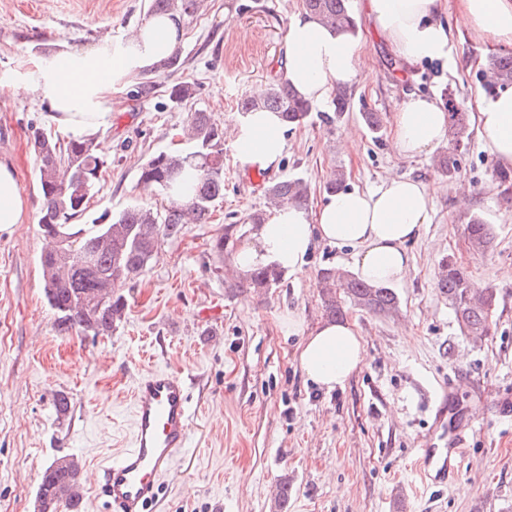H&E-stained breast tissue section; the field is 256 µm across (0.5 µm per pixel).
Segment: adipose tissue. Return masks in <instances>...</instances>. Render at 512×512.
<instances>
[{"mask_svg":"<svg viewBox=\"0 0 512 512\" xmlns=\"http://www.w3.org/2000/svg\"><path fill=\"white\" fill-rule=\"evenodd\" d=\"M456 13L455 25L443 20ZM369 17L394 55L407 67L449 57L453 27L477 38L512 45V0H366ZM184 31L170 15L149 16L125 42L71 52L63 65L35 62L30 79L7 86L14 97L39 96L51 105L50 118L78 134L105 127L114 91L157 67L179 47ZM361 51L357 36L336 33L307 13L290 17L286 34L284 76L302 96L323 101L338 86L357 77ZM484 147L501 164L512 165V91L478 99L475 114ZM447 115L434 99L413 97L396 112L393 143L404 155H420L443 140ZM234 143L246 162L271 166L285 150L278 114L254 112L233 128ZM433 197L419 180L393 174L368 192L351 190L329 197L309 214L292 205L273 212L233 258L236 273L274 264L301 272L315 241L352 249L357 276L382 285L402 283L409 271V242L430 223ZM27 203L12 166L0 161V234L25 223ZM362 336L349 323L325 322L302 338L299 365L313 384L333 389L344 385L365 364Z\"/></svg>","mask_w":512,"mask_h":512,"instance_id":"adipose-tissue-1","label":"adipose tissue"}]
</instances>
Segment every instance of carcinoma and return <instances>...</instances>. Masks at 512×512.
<instances>
[{"mask_svg": "<svg viewBox=\"0 0 512 512\" xmlns=\"http://www.w3.org/2000/svg\"><path fill=\"white\" fill-rule=\"evenodd\" d=\"M199 0H150L155 14L189 17ZM305 11L336 32H356V22L348 0H303ZM488 70L493 80L489 89L512 87V53L491 54ZM195 94L193 84L181 81L169 88V100L180 104ZM448 138L451 151L435 161L439 175L453 180L459 173L460 156L472 135L470 112L455 96L446 98ZM240 110L275 112L283 125L297 127L306 122L313 102L294 93L280 79L261 97L241 100ZM223 132L206 112L190 115L187 153L159 152L140 167L139 180L164 192L169 205L158 212L146 205H134L108 224H73L82 215L100 182L96 176L104 167L98 137H71L68 141L39 130L34 133L37 183L43 198L38 221L48 247L39 257L43 294L55 311L60 332L73 329L84 335L105 336L125 318L126 303L121 288L139 277L155 256V242L164 235L177 238L189 224L207 222L213 202L224 193V161L220 142ZM271 205L292 203L303 206L308 186L301 178H285L266 189ZM464 235L470 250L484 254L494 242L490 225L478 216L469 218ZM437 286L448 298L460 330L465 335L487 336L497 293L493 288L476 289L467 271L451 258L441 262ZM282 271L274 267L254 270L235 284L237 288H273L280 284ZM324 303L328 315L343 317L344 308L337 289L354 306L389 315L398 310L396 292L369 284L351 274L332 268L320 270ZM84 477L71 455L54 457L44 468L36 493L37 512H80Z\"/></svg>", "mask_w": 512, "mask_h": 512, "instance_id": "carcinoma-1", "label": "carcinoma"}]
</instances>
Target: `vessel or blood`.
I'll list each match as a JSON object with an SVG mask.
<instances>
[{"label": "vessel or blood", "mask_w": 512, "mask_h": 512, "mask_svg": "<svg viewBox=\"0 0 512 512\" xmlns=\"http://www.w3.org/2000/svg\"><path fill=\"white\" fill-rule=\"evenodd\" d=\"M190 389V379L167 368L151 369L138 378L128 445L97 470L94 491L103 512H157L164 478L187 445ZM447 407V420L422 438L418 450L420 472L430 486L446 485L457 474L467 445V408L453 393Z\"/></svg>", "instance_id": "b4317fda"}]
</instances>
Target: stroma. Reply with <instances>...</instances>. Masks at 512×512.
<instances>
[{
  "mask_svg": "<svg viewBox=\"0 0 512 512\" xmlns=\"http://www.w3.org/2000/svg\"><path fill=\"white\" fill-rule=\"evenodd\" d=\"M362 45L358 75L347 85L350 110L334 118V99L315 103L309 120L284 128L286 150L265 168L267 183L303 178L316 212L335 169L346 186L367 190L396 173L434 193L431 224L407 246L409 273L395 291L396 314L346 306L345 321L362 336L366 364L342 387L307 382L298 361L300 337L289 321L311 330L327 320L319 271L350 270L352 251L316 242L304 270L273 288H239L233 250L216 252L223 234L248 241L251 217L268 212L266 193L248 179L231 129L238 101L280 78L288 21L302 0H205L184 18L181 67L140 75L113 94L110 123L99 132L105 172L80 221L105 224L136 205L161 210L160 192L144 194L139 169L152 154L179 152L191 113L206 112L224 128V194L206 224L165 237L155 258L122 293L125 318L108 336L64 333L43 295L38 227L43 200L36 185L33 132L68 138L50 119L44 98L0 97V159L9 162L27 201L24 224L0 235V512H35L43 468L55 456L78 458L85 477L99 459L123 448L132 430L130 395L150 367L192 374L190 447L178 455L164 485L161 512H512V423L496 405L512 397V203L494 178L498 163L472 137L454 181L437 175L432 156H403L391 142L392 121L409 97L467 109L484 88L489 54L500 44L456 35L451 59L403 70L381 40L365 0H349ZM148 15V0H0V82L30 77V61L128 38ZM195 86L176 105L168 87ZM379 113L371 132L361 115ZM471 204L458 205L459 189ZM480 216L494 230L492 248L470 252L463 226ZM453 257L480 287L497 292L490 335L461 334L437 289L443 257ZM471 375L461 390L474 427L450 484L422 486L417 448L433 429L441 389ZM69 400L57 415L54 397ZM288 503L279 505L280 484Z\"/></svg>",
  "mask_w": 512,
  "mask_h": 512,
  "instance_id": "stroma-1",
  "label": "stroma"
}]
</instances>
